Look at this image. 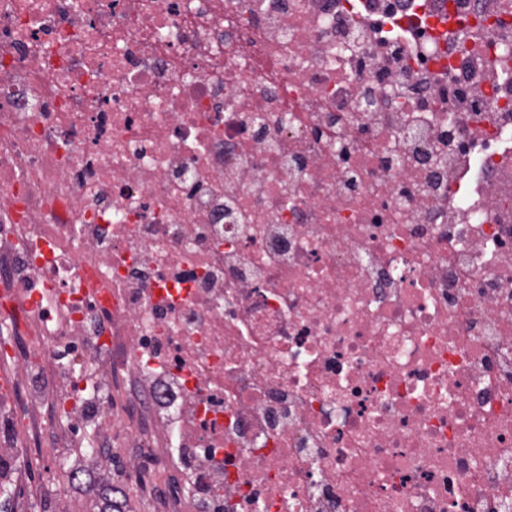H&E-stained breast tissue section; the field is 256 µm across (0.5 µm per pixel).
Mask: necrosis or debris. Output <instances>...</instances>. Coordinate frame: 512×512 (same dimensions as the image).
Returning <instances> with one entry per match:
<instances>
[{"instance_id":"necrosis-or-debris-1","label":"necrosis or debris","mask_w":512,"mask_h":512,"mask_svg":"<svg viewBox=\"0 0 512 512\" xmlns=\"http://www.w3.org/2000/svg\"><path fill=\"white\" fill-rule=\"evenodd\" d=\"M0 0V258L45 431L168 512H512V0ZM157 378L127 393L112 380Z\"/></svg>"}]
</instances>
